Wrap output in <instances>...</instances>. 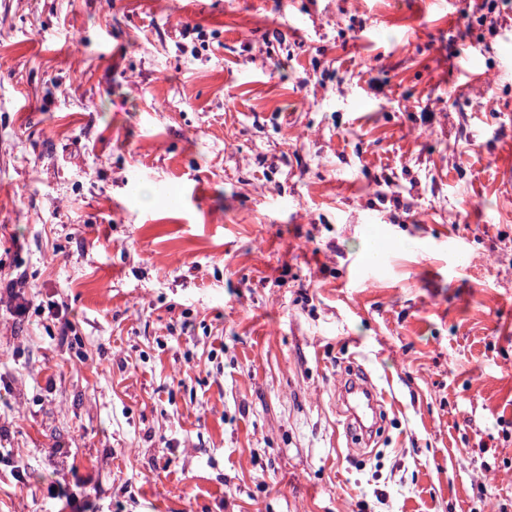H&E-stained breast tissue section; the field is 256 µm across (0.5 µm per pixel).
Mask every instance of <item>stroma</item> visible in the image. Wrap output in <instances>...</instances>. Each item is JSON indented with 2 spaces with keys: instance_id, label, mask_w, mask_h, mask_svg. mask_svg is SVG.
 <instances>
[{
  "instance_id": "stroma-1",
  "label": "stroma",
  "mask_w": 512,
  "mask_h": 512,
  "mask_svg": "<svg viewBox=\"0 0 512 512\" xmlns=\"http://www.w3.org/2000/svg\"><path fill=\"white\" fill-rule=\"evenodd\" d=\"M498 12L0 0V512H512ZM378 391L366 379H350L344 386L343 400L348 406L349 415L355 419L358 428L367 432L371 427L364 423H375L376 412L381 401L378 399Z\"/></svg>"
}]
</instances>
